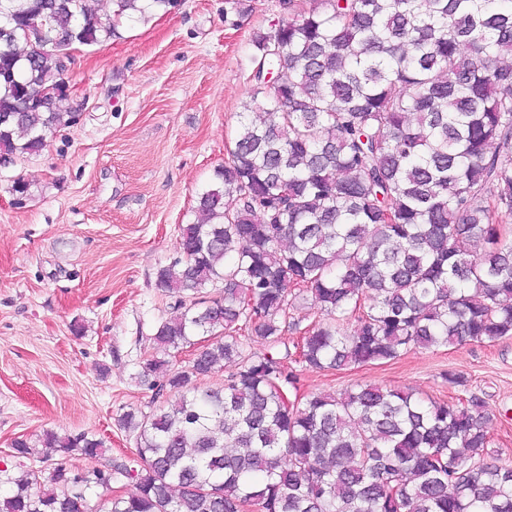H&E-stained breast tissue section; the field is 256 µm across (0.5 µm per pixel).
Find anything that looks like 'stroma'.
<instances>
[{"label": "stroma", "mask_w": 512, "mask_h": 512, "mask_svg": "<svg viewBox=\"0 0 512 512\" xmlns=\"http://www.w3.org/2000/svg\"><path fill=\"white\" fill-rule=\"evenodd\" d=\"M288 17L283 0H240L235 11L226 0H177L149 22L123 21L112 39L76 49L77 123L0 165V475L54 467L15 454L16 438L35 446L50 431H84L106 452L68 457L67 467L112 472L111 491L95 489L88 512L133 491L136 435L118 417L153 398L136 375L174 303L156 272L229 159L251 95L254 35ZM18 178L31 184L21 199ZM450 371L465 385L448 383ZM297 374L302 395L359 384L448 403L477 395L490 453L512 461V337Z\"/></svg>", "instance_id": "35a3bbf8"}]
</instances>
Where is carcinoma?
Instances as JSON below:
<instances>
[{"instance_id":"carcinoma-1","label":"carcinoma","mask_w":512,"mask_h":512,"mask_svg":"<svg viewBox=\"0 0 512 512\" xmlns=\"http://www.w3.org/2000/svg\"><path fill=\"white\" fill-rule=\"evenodd\" d=\"M305 2L254 36L230 159L157 270L177 314L141 362L150 410L119 418L136 432L135 490L105 512H512V465L489 459L476 396L366 384L284 400L290 358L336 370L512 336V6ZM113 4L102 18L86 0H0V160L76 123L62 51L173 0ZM295 289L323 320L289 341ZM226 364L222 384H196ZM40 443L45 460L104 451L85 432ZM10 483L0 512H84L112 471L78 484L60 462Z\"/></svg>"}]
</instances>
